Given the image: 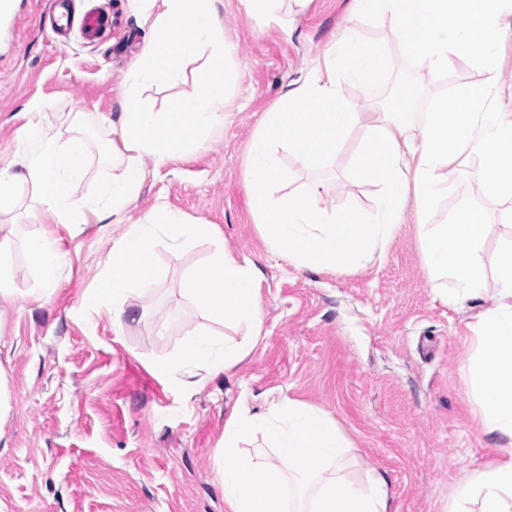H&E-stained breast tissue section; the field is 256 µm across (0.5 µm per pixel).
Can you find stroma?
I'll use <instances>...</instances> for the list:
<instances>
[{"label": "stroma", "mask_w": 512, "mask_h": 512, "mask_svg": "<svg viewBox=\"0 0 512 512\" xmlns=\"http://www.w3.org/2000/svg\"><path fill=\"white\" fill-rule=\"evenodd\" d=\"M16 2L22 21L10 43H0V169L20 171L16 144L38 121L51 136L83 139L89 165L80 192L93 194L114 172L105 119L121 111L120 90L144 44L138 4L72 0L76 11L95 8L112 19L110 31L88 39L76 28L53 32L43 21L47 0ZM350 8L351 0H283L277 19L261 25L249 0H216L232 51L223 127L163 166L143 157L148 174L123 223L105 225L91 215L68 228L30 183L17 208L0 215V232L13 240L15 295L0 301L7 396L0 413V512H224L213 471L224 424L241 403L261 410L280 395L339 423L355 454L389 482L396 512H443L463 470L495 456L502 440L475 420L460 367L472 351L471 323L494 304L495 258L512 242V199L480 196L479 160L465 159L447 197L426 215L408 209L385 252L357 269L319 271L279 258L252 206L248 148L260 120L284 92L322 68ZM499 10L506 32L496 46L498 79L485 108L512 113V0H501ZM360 38L385 49L390 64L367 85H343L359 112L400 106L419 118L436 100L485 79L470 59L430 77L402 51L387 15L365 21ZM206 63L203 56L186 59L176 83L139 89L141 105L158 111L190 93ZM363 134L356 128L318 167L283 145L284 177L274 194L304 191L323 179L333 191L322 206L355 215L371 209L375 185L352 174ZM465 205L486 214L485 281L483 295L459 308L432 286L419 225L443 223ZM160 208L189 224L212 225L213 235L177 251L158 236V275L128 299L130 310L146 315L114 329L111 312L88 306L87 298L128 225ZM43 229L54 230L66 269L42 305L31 299L38 282L24 242ZM218 243L256 269L265 320L249 357L217 376L199 369L205 386L188 397L154 365L173 356L201 323L181 286Z\"/></svg>", "instance_id": "stroma-1"}]
</instances>
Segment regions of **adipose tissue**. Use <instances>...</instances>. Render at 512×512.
<instances>
[{
    "mask_svg": "<svg viewBox=\"0 0 512 512\" xmlns=\"http://www.w3.org/2000/svg\"><path fill=\"white\" fill-rule=\"evenodd\" d=\"M149 24L145 45L130 69L123 90L124 106L112 118L111 153L123 170L98 186L92 198L78 196L86 169L81 139L58 141L41 126H29L17 151L24 174L0 170V213L11 211L19 182L31 181L42 204L59 223H84L87 212L120 222L146 176L140 160L157 165L195 142L196 135L224 123L226 48L216 20V0H137ZM499 0H353L350 23L328 52L324 72L287 90L268 112L248 152L253 202L263 218L272 250L296 266L323 269L361 267L383 253L407 207L427 211L448 192L460 155L479 159L481 190L490 199L512 198V113L488 112L484 103L496 83L494 48L504 29ZM387 14L402 35L403 48L432 75L447 72L454 59L468 58L483 69L484 82L461 89L437 103L421 122L410 112L384 110L363 122L343 96L341 82L363 85L383 73L387 54L361 44L358 25ZM208 53L215 62L203 72L197 90L154 112L143 108L137 88L175 83L184 57ZM366 133L357 155L356 172L378 188L373 209L353 217L321 208L324 183L308 191L273 198L271 189L283 177L279 145L292 143L311 163L343 144L357 127ZM486 216L476 206L451 211L443 224H425L420 248L440 297L460 305L478 298L484 269L479 251L486 236ZM208 224H189L171 210H160L128 225L113 247L108 270L90 299L111 309L112 322L123 326L131 286H150L157 276L152 245L165 236L172 248L211 236ZM26 254L48 299L61 281L64 256L50 230L32 236ZM494 276L499 302L481 313L473 328L474 350L461 373L473 392L483 429L509 441L492 461L467 469L445 512H512V244L497 255ZM183 294L204 319L176 354L154 366L176 379L183 391L195 392L196 370L221 374L244 360L251 340L218 337L215 328L233 325L260 334L264 312L258 302L255 272L223 245H215L206 266L188 274ZM263 438L268 450L250 453L247 441ZM352 444L335 419L287 396L268 402L260 412L236 410L224 425V444L215 452V474L225 512H389V487L370 472L352 479L348 468Z\"/></svg>",
    "mask_w": 512,
    "mask_h": 512,
    "instance_id": "ef3b65f1",
    "label": "adipose tissue"
}]
</instances>
